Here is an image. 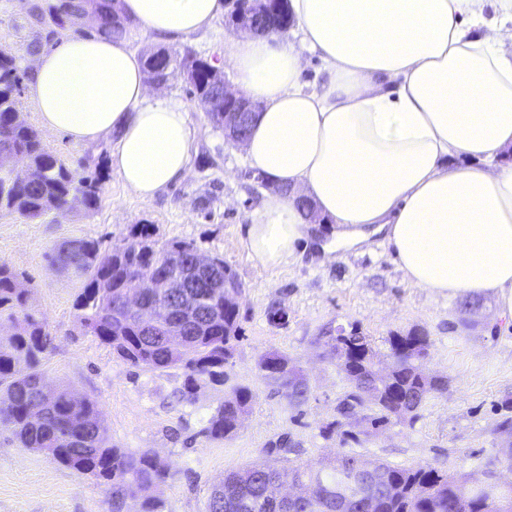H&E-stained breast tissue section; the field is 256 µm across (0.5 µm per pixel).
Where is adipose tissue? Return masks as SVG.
<instances>
[{
	"mask_svg": "<svg viewBox=\"0 0 512 512\" xmlns=\"http://www.w3.org/2000/svg\"><path fill=\"white\" fill-rule=\"evenodd\" d=\"M165 40L206 30L224 0H118ZM290 37L233 41L224 61L259 104L240 149L290 196L265 194L247 226L253 257L292 258L310 225L294 199L335 224L337 244L382 237L416 287L492 297L512 316V0H288ZM323 77L301 82L308 57ZM40 126L72 143L115 136L123 184L154 197L190 173L185 105L146 81L126 40L77 20L30 63Z\"/></svg>",
	"mask_w": 512,
	"mask_h": 512,
	"instance_id": "obj_1",
	"label": "adipose tissue"
}]
</instances>
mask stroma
<instances>
[{
	"label": "stroma",
	"mask_w": 512,
	"mask_h": 512,
	"mask_svg": "<svg viewBox=\"0 0 512 512\" xmlns=\"http://www.w3.org/2000/svg\"><path fill=\"white\" fill-rule=\"evenodd\" d=\"M236 33L217 17L211 26L174 42L204 58H223ZM50 44L47 29L32 26L24 0H0V47L27 61L32 40ZM190 111L189 177L143 200L129 191L109 165L112 138L78 146L41 132L48 150L76 177L100 172L98 201L29 221L0 213V260L24 276L27 307L47 322L54 349L43 361L51 381L95 399L102 411L109 445L138 452L153 450L172 472L157 496V512H206L210 492L225 473L270 459L272 448L289 439L295 463L318 466L338 453L398 467L428 465L479 481L512 482V471L498 461L504 435L500 405L512 398V318L500 316L491 298H479L473 313L460 312V299L411 285L393 262L381 238L360 248H342L323 259L322 244L332 228L318 225L302 241L295 258L275 267L255 261L246 245V228L265 190L242 153L224 138L183 80L165 88ZM163 246L193 243L204 254L223 258L242 285L240 338L220 381L200 379L185 395L182 367H135L116 358L111 347L79 324L73 303L79 278L51 264L46 254L67 239H93L109 253L130 233ZM286 324L269 320L276 309ZM360 327L377 346L390 334L417 328L431 341L422 368L445 388L432 396L414 421L392 420L374 433L349 424L351 439L325 437L323 423L349 388L327 344L337 328ZM270 352L300 367L311 396L292 409L258 371ZM246 387L253 400L243 423L229 439L206 436L209 418L234 388ZM140 501L125 498L114 510L112 488L64 467L51 457L22 447L0 429V512H139Z\"/></svg>",
	"instance_id": "1"
}]
</instances>
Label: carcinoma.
<instances>
[{"label":"carcinoma","instance_id":"carcinoma-1","mask_svg":"<svg viewBox=\"0 0 512 512\" xmlns=\"http://www.w3.org/2000/svg\"><path fill=\"white\" fill-rule=\"evenodd\" d=\"M114 0H36L30 12L36 22L55 29L66 28L69 17L91 7L97 14L101 33L123 38L127 23L112 10ZM163 74L174 80L182 75L188 58H195V75L189 93L218 126L222 125L223 99L216 95L224 80V69L211 60L183 51H159ZM22 75L14 55L0 51V149L26 161L39 178L28 183L0 174V212L37 220L61 210L81 192L84 203L98 200L97 177L76 179L66 163L49 151L38 133L27 123L18 84ZM153 246L144 241L125 240L112 244L109 257L99 260L100 243L90 239L64 240L49 258L83 279L74 309L81 326L110 346L122 360L133 366L156 369L180 365L185 369V390L191 392L198 379L216 380L224 375V364L239 339L237 290L208 288L206 302L219 310V319L200 325L197 335L179 348L144 347L136 322L118 305V298L139 276L152 271L163 274L164 265L151 266ZM28 288L6 261L0 260V327L6 330L0 342V397L12 400L9 411H0V427L11 431L26 448L45 453L59 464L112 484V496L119 501L127 495L142 500V512H157L158 501L150 492L170 477L168 465L151 451L129 452L108 445L98 403L82 400L79 412L88 427L79 430L72 422V392L54 386V414L49 427L31 425L28 410L38 394L35 380H45L42 360L52 349L53 338L45 323L28 311ZM348 359L342 371L350 390L336 406L340 416L363 412L368 427L379 430L391 419H414L423 403L444 389L441 380L427 381L415 372V361L429 353L428 334L412 329L386 339L387 357L394 361L388 380L371 378L380 352L372 340L357 328L342 333ZM263 379L277 386L289 406L299 408L310 398V388L300 370L288 357L266 354L259 363ZM370 393L364 401L358 388ZM252 401L245 387L224 398V405L211 416L205 433L212 439L232 437L240 415ZM282 477L300 486H315L318 495L296 502L289 512H368L365 501L377 502L374 512H512V484L508 486L458 481L430 466L397 468L382 462H367L356 455L338 454L320 468L263 461L240 471L224 474V481L212 491L207 512H284L274 479ZM468 488V495L461 489Z\"/></svg>","mask_w":512,"mask_h":512}]
</instances>
